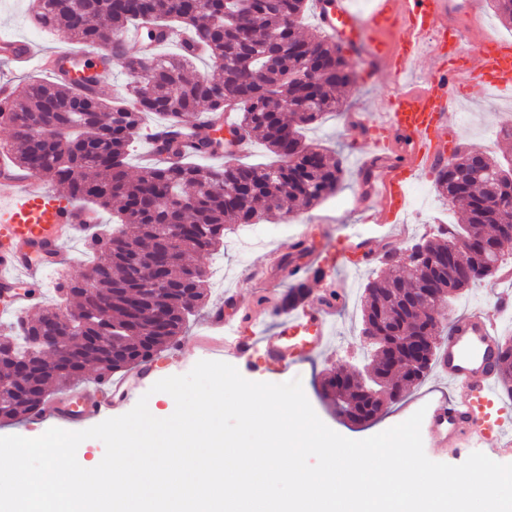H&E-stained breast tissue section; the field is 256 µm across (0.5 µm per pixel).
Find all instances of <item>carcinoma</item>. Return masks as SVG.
<instances>
[{"mask_svg":"<svg viewBox=\"0 0 512 512\" xmlns=\"http://www.w3.org/2000/svg\"><path fill=\"white\" fill-rule=\"evenodd\" d=\"M307 9V0H100L94 9L86 0H29L36 25L90 44H108L134 24L146 42H165L172 28L192 39L175 54L158 51L146 62L124 59L130 82L122 97L106 100L97 91L107 65L90 77L30 80L15 89L9 108H0L22 171L64 187L69 201L112 211L114 222L90 242L93 283L64 280L57 287L75 298L81 329L68 330L49 309L28 323L30 336H60L64 342L36 350L39 365L27 371L0 364V377L9 381L0 393V424L40 410L58 386L83 380L89 365L103 383L151 361L181 335L205 297L206 271L195 257L217 250L233 224H259L286 201L311 207L336 192L342 160L306 143L303 131L342 110L338 93L355 74L341 45L315 29L302 30ZM242 21L257 39L239 40ZM200 53L222 60L219 78L189 77ZM228 108L239 113L232 136L260 139L276 163L230 158L217 166L201 164L221 143L209 136L194 144L198 161L187 160L179 129L196 123L203 110ZM149 115L163 127L158 160L132 177L127 158ZM455 158L452 167L435 170V188L442 200L461 205L466 222L448 227L444 239L424 242L419 264L403 263L364 287L362 333L382 337L371 361L376 392H366L349 375L326 381L325 395L351 422L372 420L385 402L419 385L436 360L434 350L417 358L401 352L398 333L436 340L446 328L439 319L444 303L500 275L502 254L481 262L459 247L512 242V222L495 209L496 202L512 199L508 169L472 146L457 150ZM169 250L178 261L165 273L167 323L160 329L152 306L157 269L150 259ZM305 295V283L292 285L280 309ZM105 333L112 335L110 347L94 341ZM0 339L17 354L31 349L29 336L17 339L3 328ZM498 374L512 398L511 337L501 339Z\"/></svg>","mask_w":512,"mask_h":512,"instance_id":"1","label":"carcinoma"}]
</instances>
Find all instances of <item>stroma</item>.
<instances>
[{
	"instance_id": "1",
	"label": "stroma",
	"mask_w": 512,
	"mask_h": 512,
	"mask_svg": "<svg viewBox=\"0 0 512 512\" xmlns=\"http://www.w3.org/2000/svg\"><path fill=\"white\" fill-rule=\"evenodd\" d=\"M28 0H0V27L19 38L34 42L48 50L66 42L63 31L46 33L32 25L27 17ZM394 89L385 76L375 75L369 80L354 81L343 91L345 109L330 115L313 129L309 139L322 142L330 150L338 152L345 166L343 181L335 194L307 209H294L273 219L279 234L267 239L265 245L246 255H239L232 243L237 231L225 233L223 252L204 255L199 259L205 270L215 264L224 266V284L216 286L207 282L203 303L192 317L187 329L169 348L159 353L151 363L152 371L135 391L133 398L121 401L111 410L118 417L129 412L137 397L146 394L154 382L160 379L189 373L201 360L210 359V352L202 349V336L211 341L227 339L228 331L207 327L206 320L216 302L225 294L237 296L238 302L229 312V320L238 329L240 338L250 337L255 314H263L267 330H274L278 317L273 309L279 305L291 287V280L277 276L275 264L282 261L283 243H304L310 252L342 251L341 264L321 269L319 274H308V295L316 299L339 295L341 305L331 322V341L328 351L320 358H298L288 373L280 375L266 370L260 353H253L249 360L233 355H223L225 363L233 365L247 380L280 384L300 380L303 391L318 417L338 434L353 440H361L381 433L412 416L419 409L417 397L421 389L441 384L437 369H430L420 387L412 388L401 400L386 404L378 417L367 423H353L336 415L322 396V384L336 369L342 368L355 376L365 375L369 361V346L361 333L363 285L371 274L387 275L389 266L382 262L383 255L400 250L409 242L432 239L442 232L445 225L461 223L463 213L459 206H448L436 201L432 212L405 214L402 223L373 230L365 224L364 216L356 208L357 195L363 177L358 169L360 150L353 142V135L346 125V115L360 111L362 105L376 101ZM450 122L460 143L476 146L489 155L504 160L512 156V142L503 140L499 131L512 126V92H488L475 95L460 94L458 106L450 115ZM495 288L484 285L470 289L448 308L449 316L456 317L481 311L496 316L499 333L512 336V320L500 315L495 305Z\"/></svg>"
}]
</instances>
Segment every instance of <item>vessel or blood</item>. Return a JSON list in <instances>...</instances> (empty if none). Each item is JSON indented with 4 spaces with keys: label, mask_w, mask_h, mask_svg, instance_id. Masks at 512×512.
I'll list each match as a JSON object with an SVG mask.
<instances>
[{
    "label": "vessel or blood",
    "mask_w": 512,
    "mask_h": 512,
    "mask_svg": "<svg viewBox=\"0 0 512 512\" xmlns=\"http://www.w3.org/2000/svg\"><path fill=\"white\" fill-rule=\"evenodd\" d=\"M318 27L354 55H366L372 71L385 74L395 91L376 105L377 118L368 129V149L359 164L368 182L361 206L374 224L396 223L405 209L406 186L419 172L447 163L454 141L449 117L460 86L481 94L489 89L512 90V43L498 38L466 45L448 39L456 19L470 15L471 0H373L369 14L357 11L354 0H312ZM433 37L440 66L423 87L404 85L403 78L419 54L425 37ZM0 57L56 72L69 61H96V47L82 44L39 53L30 43L0 36ZM233 112H206L184 135L185 146L210 126H233ZM0 174L11 192L0 200V290L10 293L11 311L24 315L31 303L17 292L21 280L42 282L46 269L61 265L64 245L78 225L98 223L96 213L61 201L58 192L32 176L18 172L8 150L0 151ZM329 318L319 304H306L286 313L276 332L235 341L230 351L245 357L262 351L277 373L299 357H315L329 347ZM498 325L482 313L452 321L437 356L439 374L447 388L427 390L420 398L429 415L434 439L443 446L466 438L468 449L495 456L512 449L498 421L496 395ZM112 390L95 391L77 399L58 396L39 411L42 419L73 426L111 409Z\"/></svg>",
    "instance_id": "1"
}]
</instances>
